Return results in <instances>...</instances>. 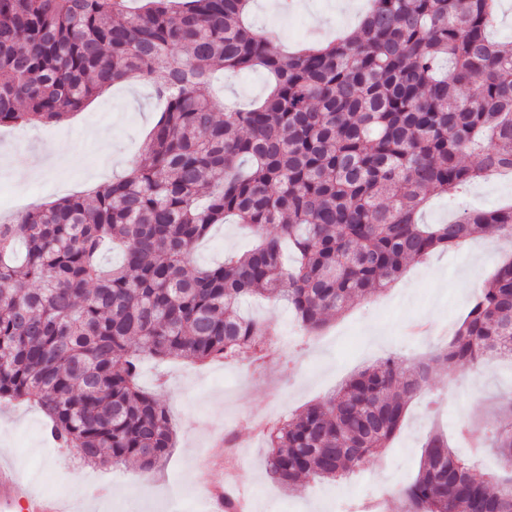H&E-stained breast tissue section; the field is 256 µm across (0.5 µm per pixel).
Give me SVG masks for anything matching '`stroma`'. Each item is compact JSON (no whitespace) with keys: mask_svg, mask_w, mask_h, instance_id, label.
Returning <instances> with one entry per match:
<instances>
[{"mask_svg":"<svg viewBox=\"0 0 512 512\" xmlns=\"http://www.w3.org/2000/svg\"><path fill=\"white\" fill-rule=\"evenodd\" d=\"M307 2L308 10L284 16L268 0H254L249 18L262 29L276 26L284 46L293 49L307 39L355 31L369 7V0H359L358 13L344 14L337 11L336 0ZM268 81L262 71L216 78L225 97L243 105L262 98ZM161 109L144 81L131 91L109 89L59 123L1 127L0 219L84 194L93 183L121 175L125 162L137 158ZM54 148L72 151L77 163L59 164L52 173L20 183L18 165ZM511 199L512 177L494 175L469 187L457 206H449L445 197H431L423 221L444 224L455 208L490 210ZM249 241L241 225H216L195 249L193 261L210 266ZM509 255L512 244L490 231L469 250L412 262L392 288L354 303L321 331L286 349L276 337L294 325L291 310L283 303L251 301L243 305L244 314L267 321L273 336L261 351L230 363L142 360L139 383L166 406L175 432L166 462L152 472L132 463H76L72 449L48 439L45 415L28 403L0 407V466L10 467L31 493L68 498L73 512H171L177 492H190L206 480L221 482V471L205 470L202 460L215 434L226 431L241 445L242 481L257 491L252 512H334L337 498H358L367 481L384 493L387 512H402L400 492L418 471L429 432L441 428L452 434L460 420L472 419V438L484 439L486 425L500 417V396L512 391L511 360L481 368L476 379L461 385L450 382L445 369L434 368L425 395L411 404L390 447L363 470L336 482H306L294 491L274 484L266 472L267 448L255 440L253 423L276 412L298 413L388 354L409 362L429 357L436 344L415 346L404 339V331L417 321L456 324L470 304V288H481Z\"/></svg>","mask_w":512,"mask_h":512,"instance_id":"35a3bbf8","label":"stroma"}]
</instances>
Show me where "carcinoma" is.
Listing matches in <instances>:
<instances>
[{
    "instance_id": "carcinoma-1",
    "label": "carcinoma",
    "mask_w": 512,
    "mask_h": 512,
    "mask_svg": "<svg viewBox=\"0 0 512 512\" xmlns=\"http://www.w3.org/2000/svg\"><path fill=\"white\" fill-rule=\"evenodd\" d=\"M250 2L0 0V127L61 121L127 78L163 102L130 173L0 224V401L38 406L85 464L151 471L168 456L171 420L138 383L140 356L262 349L269 326L241 315L247 299L286 302L312 334L411 261L491 228L512 237V205L420 221L432 193L512 171V48L489 37L499 0H372L356 35L295 52L248 23ZM255 69L270 83L247 108L212 86L220 70ZM230 217L257 242L193 265L196 243ZM109 244L122 257L105 269ZM507 347L511 259L430 358L391 355L272 429V478L288 488L364 467L431 364L476 370ZM487 446L502 462L491 482L431 433L404 512H512V423L474 443Z\"/></svg>"
}]
</instances>
